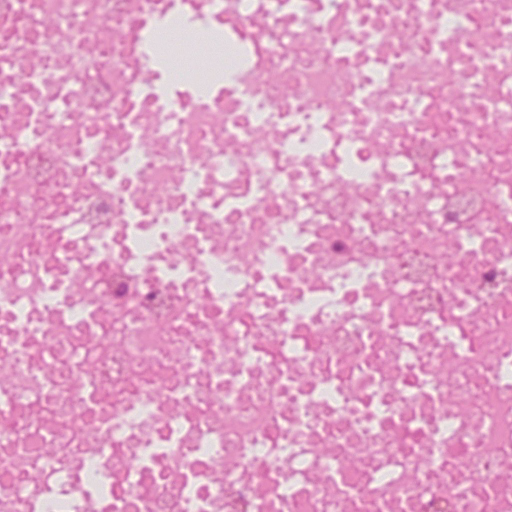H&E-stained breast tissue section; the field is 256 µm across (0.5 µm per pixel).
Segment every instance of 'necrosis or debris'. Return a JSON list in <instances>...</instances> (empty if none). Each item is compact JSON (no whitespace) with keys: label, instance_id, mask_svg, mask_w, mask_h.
<instances>
[{"label":"necrosis or debris","instance_id":"necrosis-or-debris-1","mask_svg":"<svg viewBox=\"0 0 512 512\" xmlns=\"http://www.w3.org/2000/svg\"><path fill=\"white\" fill-rule=\"evenodd\" d=\"M512 512V0H0V512Z\"/></svg>","mask_w":512,"mask_h":512}]
</instances>
